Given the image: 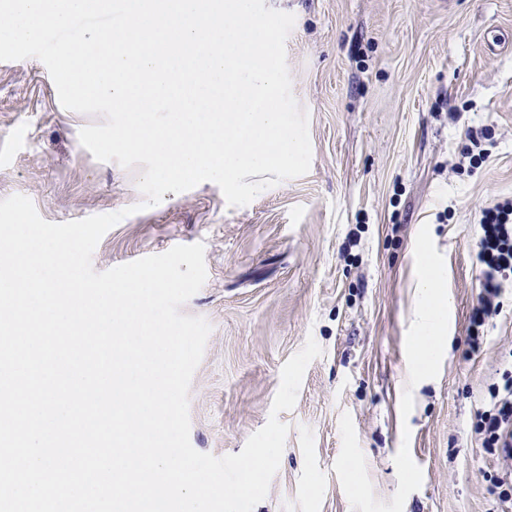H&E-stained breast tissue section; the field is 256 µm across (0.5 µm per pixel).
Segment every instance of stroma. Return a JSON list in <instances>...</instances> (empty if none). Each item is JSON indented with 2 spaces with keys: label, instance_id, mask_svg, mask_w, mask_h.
Instances as JSON below:
<instances>
[{
  "label": "stroma",
  "instance_id": "35a3bbf8",
  "mask_svg": "<svg viewBox=\"0 0 512 512\" xmlns=\"http://www.w3.org/2000/svg\"><path fill=\"white\" fill-rule=\"evenodd\" d=\"M289 12L292 93L309 172L228 206L203 182L123 219L101 272L203 243L207 279L182 307L211 332L189 393L190 441L240 453L267 422L283 364L314 338L279 469L254 512H496L504 463L475 411L512 358V289L468 346L481 210L512 199V0H265ZM38 59L0 62V199L62 223L142 202L139 169L96 160ZM489 133L479 168L467 132ZM440 271L447 332L409 384L419 247Z\"/></svg>",
  "mask_w": 512,
  "mask_h": 512
}]
</instances>
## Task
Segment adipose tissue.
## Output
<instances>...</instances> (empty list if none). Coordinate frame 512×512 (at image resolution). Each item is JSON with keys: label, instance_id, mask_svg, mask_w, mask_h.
Here are the masks:
<instances>
[{"label": "adipose tissue", "instance_id": "ef3b65f1", "mask_svg": "<svg viewBox=\"0 0 512 512\" xmlns=\"http://www.w3.org/2000/svg\"><path fill=\"white\" fill-rule=\"evenodd\" d=\"M421 269L420 297L415 310V323L421 333V340L411 368V373L415 376L430 372L434 352L440 342L443 329L438 298L435 293L438 272L427 260L423 261Z\"/></svg>", "mask_w": 512, "mask_h": 512}]
</instances>
